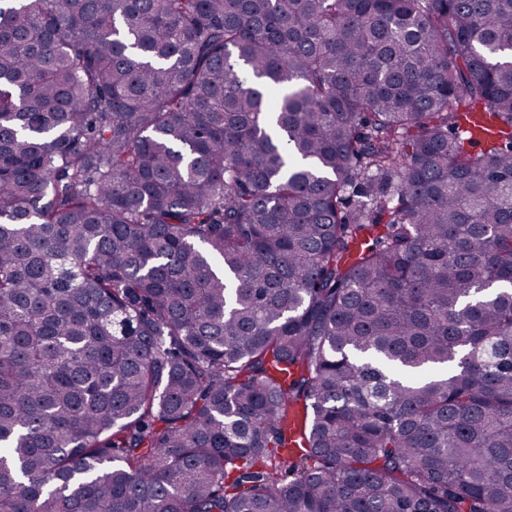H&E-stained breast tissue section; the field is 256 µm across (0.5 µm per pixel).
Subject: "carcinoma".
I'll return each instance as SVG.
<instances>
[{
	"instance_id": "carcinoma-1",
	"label": "carcinoma",
	"mask_w": 512,
	"mask_h": 512,
	"mask_svg": "<svg viewBox=\"0 0 512 512\" xmlns=\"http://www.w3.org/2000/svg\"><path fill=\"white\" fill-rule=\"evenodd\" d=\"M0 512H512V0H0ZM461 131L467 140L479 143L496 133V122L488 112H471L463 118Z\"/></svg>"
}]
</instances>
